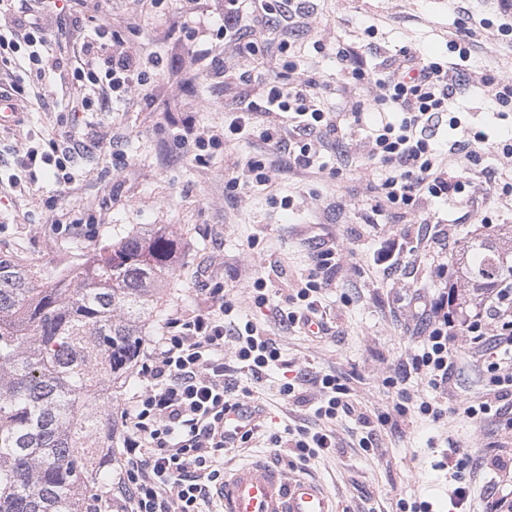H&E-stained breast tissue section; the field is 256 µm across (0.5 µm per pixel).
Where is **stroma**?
Segmentation results:
<instances>
[{
	"mask_svg": "<svg viewBox=\"0 0 512 512\" xmlns=\"http://www.w3.org/2000/svg\"><path fill=\"white\" fill-rule=\"evenodd\" d=\"M187 7L185 0H165L155 12L144 14L138 0L111 2L106 19L113 29L123 32L138 24L140 33L131 39V47L147 46L161 57L158 83L148 96L129 97L110 112H84L78 100H63L50 91L44 102L25 113L23 124L0 128V173L16 175L23 184L19 190L0 189V252L17 254L34 267L63 271L130 228L170 225L183 250L167 310L194 308L203 289H223L235 304L231 322L255 323L276 341L283 360L261 378L237 377V385L249 389L262 407V425L248 447L218 458L216 469L227 472L247 460L272 461L290 475L323 482L338 512H393L401 498L428 501L435 512H454L448 473L436 467L443 450L464 448L476 459L493 447L512 450V425L502 418L479 423L459 414L460 406L480 399L485 384L479 362L466 355L460 339L452 347L459 359L447 394L414 376L403 383L412 402L442 403L447 416L434 422L413 411L400 428L378 424L393 398L383 379L421 338L416 298L432 296L445 283L462 295L467 289L458 273L443 282L426 267L414 274L401 270L386 276L372 268L371 258L388 236L412 241L427 237L432 220L451 225L448 255L456 257L468 241L512 226V199L496 203L499 217L491 224L483 223L474 203L458 199L428 202L421 224H363L371 202L361 184L327 173L342 158L366 163V133L358 129L343 130L334 145L322 149L326 171L289 168L287 155L275 153L271 184L251 186L236 198L227 196L228 164L263 152L265 146L257 141L220 147L203 165L177 147L170 118L190 112L201 125L221 129L224 106L238 92L236 85L217 79L189 87L180 83V76L194 64L189 48L170 32L181 27ZM308 7L307 25L295 38L301 49L297 75L323 82V101L332 108L353 95L338 80L336 42L354 46L368 67L379 71L404 47L446 55L457 34L454 0H309ZM370 25L376 30L371 37L365 33ZM260 34L266 43L258 55L232 57L229 66L261 78L283 73L286 57L277 48L273 30L266 27ZM317 38L327 46L324 53L312 47ZM489 71L512 77V41L493 28L478 30L473 39L469 79L478 82ZM458 109L471 127L491 136L512 126V113L500 118L486 92L461 97ZM32 137L64 147L79 144L71 166L75 181L68 192H61L53 174L41 170L32 176L17 165ZM287 195L293 196L294 205L286 211L280 200ZM323 243L336 245L342 259L318 295L328 332L316 337L283 326L269 310L256 308L251 289L254 278H265L274 302L285 304L313 273L311 256ZM289 371L312 378L328 373L341 377L351 388L355 409L354 415L339 416L330 425L335 451L304 466L276 454L270 443L271 435L320 425L312 407L281 395ZM360 412L369 417V426L358 423ZM368 435L373 448L366 452L358 442Z\"/></svg>",
	"mask_w": 512,
	"mask_h": 512,
	"instance_id": "stroma-1",
	"label": "stroma"
}]
</instances>
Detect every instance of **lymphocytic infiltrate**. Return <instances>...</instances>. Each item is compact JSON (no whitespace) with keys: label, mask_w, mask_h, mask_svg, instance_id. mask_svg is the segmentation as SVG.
Returning <instances> with one entry per match:
<instances>
[{"label":"lymphocytic infiltrate","mask_w":512,"mask_h":512,"mask_svg":"<svg viewBox=\"0 0 512 512\" xmlns=\"http://www.w3.org/2000/svg\"><path fill=\"white\" fill-rule=\"evenodd\" d=\"M111 0H0V71L12 74L11 89L22 103L40 100L42 79L64 73L67 81L58 93L71 86L84 92L83 106L91 112L106 111L112 99L145 91L156 77L150 65L154 56L128 50L123 36L104 20ZM295 0H224L221 23L186 19L182 32L194 58L201 62L202 79L234 78L244 90L236 106L224 113V131L217 134L185 122L179 146L204 151L207 147L261 141L286 153L291 166L315 168L317 145H328L345 127L366 133L368 158L383 171L380 180L359 172L367 191L375 193L374 215L390 213L394 223L413 224L422 202L448 200L471 193L470 166L478 165L485 146L504 158H512V133L489 142L485 133L473 130L456 110V102L469 88L465 78L472 43L449 41L452 60H443L407 48L400 49L389 66L379 72L364 69L356 51L340 43L336 59L339 81L364 89L375 86L373 98L357 96L341 108H325L321 87L314 78L288 83L273 79L251 91V77L236 74L224 61L220 48L233 41L244 12L261 23L276 21L281 31L280 52L295 51L292 40L302 26L301 9ZM71 41L72 53L54 50L60 41ZM451 137L438 139L441 127ZM74 147H59L55 140H32L18 163L21 168L49 166L61 171L58 183L72 182L65 168ZM464 156L469 165L449 170L447 156ZM264 278L252 284L253 304L274 314H285L288 325H312L316 313L314 293L319 284L308 280L298 289V310L283 312L273 304ZM208 305L196 310L177 309L169 316L161 335L143 345L139 375L143 387L121 414L123 451L116 461L112 488L93 494L98 512H202L210 485L224 477L214 469L216 458L229 448L248 444L255 427L244 432H225L226 412L244 407L250 391L234 395L228 382L240 373L255 378L278 361L275 340L262 335L253 322L224 336V319L235 304L223 291H210ZM420 317L424 336L410 354L404 371L416 375L435 390L447 389L453 365L451 344L464 338L471 354L481 357L488 386L478 404L467 405L468 418L478 421L504 404H512V371L503 366L512 359V281L502 282L491 296L464 319L456 317V295L439 292L425 303ZM305 375L285 381L280 393L294 403L314 404V414L323 425L314 431L298 430L292 438L273 437L278 452L307 462L335 448L329 428L340 415L351 414L350 388L333 374L319 377L320 399L309 400L303 386ZM440 468L448 470L454 483L452 501L457 512H512L506 494H476L478 467L512 473V453L501 452L475 463L465 449L446 453Z\"/></svg>","instance_id":"lymphocytic-infiltrate-1"}]
</instances>
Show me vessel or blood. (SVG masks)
<instances>
[{
    "label": "vessel or blood",
    "mask_w": 512,
    "mask_h": 512,
    "mask_svg": "<svg viewBox=\"0 0 512 512\" xmlns=\"http://www.w3.org/2000/svg\"><path fill=\"white\" fill-rule=\"evenodd\" d=\"M218 497L221 512H336L334 499L320 482L289 477L263 460L225 474Z\"/></svg>",
    "instance_id": "obj_1"
}]
</instances>
